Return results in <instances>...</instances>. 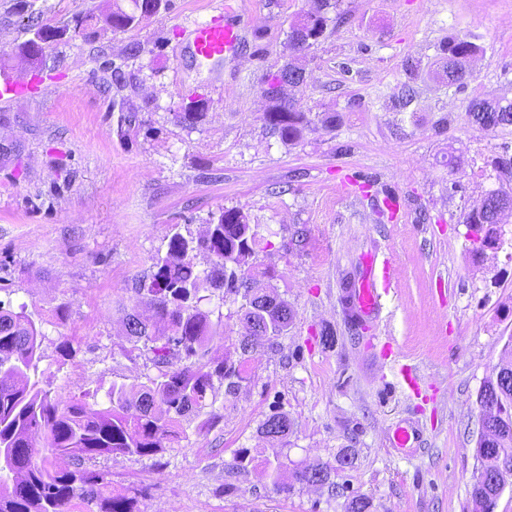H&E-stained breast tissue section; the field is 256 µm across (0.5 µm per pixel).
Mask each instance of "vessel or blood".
Instances as JSON below:
<instances>
[{"label": "vessel or blood", "mask_w": 512, "mask_h": 512, "mask_svg": "<svg viewBox=\"0 0 512 512\" xmlns=\"http://www.w3.org/2000/svg\"><path fill=\"white\" fill-rule=\"evenodd\" d=\"M185 32L183 52L196 66L216 73L242 39L241 14L231 0H222L208 17L191 21ZM363 264V277L354 291L353 300L357 312L370 314L379 308L383 291L393 287L394 274L390 265L376 267L370 255L365 256Z\"/></svg>", "instance_id": "1"}]
</instances>
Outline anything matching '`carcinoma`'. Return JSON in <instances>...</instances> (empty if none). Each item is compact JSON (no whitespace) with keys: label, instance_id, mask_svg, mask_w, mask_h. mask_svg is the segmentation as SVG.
I'll return each instance as SVG.
<instances>
[{"label":"carcinoma","instance_id":"carcinoma-1","mask_svg":"<svg viewBox=\"0 0 512 512\" xmlns=\"http://www.w3.org/2000/svg\"><path fill=\"white\" fill-rule=\"evenodd\" d=\"M341 6L342 0H317L316 10L292 26L293 43L319 39L328 23L343 16ZM139 8L140 0H131L129 10L113 0L111 28L134 27ZM49 29L67 33V28L37 17L25 23V30L36 36ZM480 50L465 36L448 41V84L464 85L471 77L464 63ZM267 102L263 120L271 134L285 145L302 139L310 120L297 103L282 96ZM204 111L205 103L195 100L175 118L192 127ZM469 112L481 128L512 126V100L476 99ZM496 210L495 205L478 206L465 215V223L490 228L496 224ZM207 227L202 237L174 228L149 284L137 288L150 296L152 315L144 318L130 309L125 313L126 333L133 346L141 343L152 353L157 373L138 385L112 384L103 407L83 396L64 405L51 396V383L39 372L41 323L0 302V512H70L75 500L87 512H139L136 498L113 489L110 473L93 468V462L101 456L164 454L186 438L182 420L207 406L214 380L224 382L226 396L235 395V384L244 380L243 364L211 357L213 344L226 340L224 313L201 306L200 284L222 287L230 277L228 293L250 289L235 311L239 321L256 336L270 328L280 335L288 332L293 323L288 304L280 299L271 305V294L258 287V225L243 209L232 207L212 215ZM201 252L211 255L210 266L203 270L195 263ZM490 414L500 419L495 440L499 452L479 463L473 475L471 512H493L499 498L480 481L481 467L512 464V384L497 387Z\"/></svg>","mask_w":512,"mask_h":512}]
</instances>
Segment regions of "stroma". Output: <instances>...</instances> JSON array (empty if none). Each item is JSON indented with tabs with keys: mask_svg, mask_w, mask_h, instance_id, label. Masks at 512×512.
Instances as JSON below:
<instances>
[{
	"mask_svg": "<svg viewBox=\"0 0 512 512\" xmlns=\"http://www.w3.org/2000/svg\"><path fill=\"white\" fill-rule=\"evenodd\" d=\"M112 2L0 0V76L36 71L16 51L28 15L64 26ZM216 2L170 0L125 31L67 34L36 71L38 95L0 101V144L20 148L0 154V300L41 322L55 399L105 402L112 384L156 373L132 352L121 309L150 316L135 287L173 227L198 234L219 208H244L259 225L256 263L272 270L292 326L256 339L240 390L228 397L216 384L209 408L183 421L186 440L96 468L140 491L141 512H345L356 494L370 512H470L477 396L512 341V214L499 248L484 250L463 216L490 187H512V171L492 167L512 156V126L479 128L468 106L512 99V0H344L343 22L302 52L290 27L315 0H241L245 36L214 78L179 47L182 27ZM466 34L481 51L472 78L452 85L441 47ZM296 57L308 80L289 94L311 125L285 145L265 129L262 88ZM115 67L125 81L111 88ZM408 87L414 97L398 107ZM192 99L206 114L188 128L174 114ZM390 194L401 222L384 207ZM371 252L393 264L396 286L358 318L350 296ZM398 363L418 367L420 394L401 387ZM275 412L292 422L287 441L260 432ZM399 426L416 430L411 448L393 447ZM244 450L249 464L230 474ZM269 461L335 466L344 491H275Z\"/></svg>",
	"mask_w": 512,
	"mask_h": 512,
	"instance_id": "obj_1",
	"label": "stroma"
}]
</instances>
